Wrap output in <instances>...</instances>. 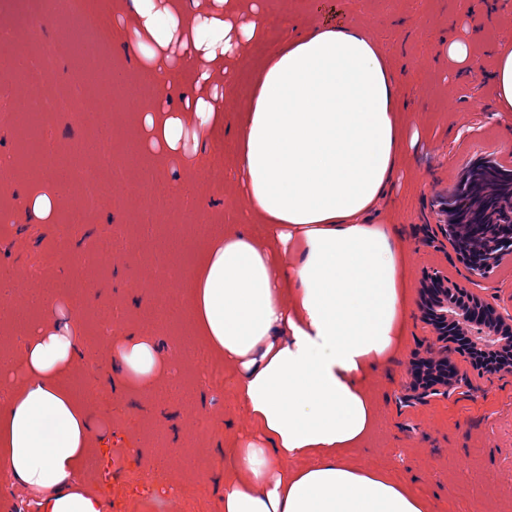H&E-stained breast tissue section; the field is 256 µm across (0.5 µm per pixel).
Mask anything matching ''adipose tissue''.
I'll return each mask as SVG.
<instances>
[{
    "instance_id": "1",
    "label": "adipose tissue",
    "mask_w": 512,
    "mask_h": 512,
    "mask_svg": "<svg viewBox=\"0 0 512 512\" xmlns=\"http://www.w3.org/2000/svg\"><path fill=\"white\" fill-rule=\"evenodd\" d=\"M116 11L129 20L125 49L165 87L136 103L137 148L185 163L224 124L213 76L248 66L246 47L264 34L257 0H116ZM401 95L365 27L341 22L288 40L242 108L232 192L248 210L187 275L188 314L257 425L224 466V512H434L406 484L343 456L375 424L367 388L407 309L403 254L376 218L404 157ZM18 213L56 221L47 174ZM74 323L61 306L36 330L17 364L24 381L0 410V482L39 492L41 512H105L77 479L95 427L65 383L80 355ZM111 370L148 393L165 364L147 338L126 336Z\"/></svg>"
}]
</instances>
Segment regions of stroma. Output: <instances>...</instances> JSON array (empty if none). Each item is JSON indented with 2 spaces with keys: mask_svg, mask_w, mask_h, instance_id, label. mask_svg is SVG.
Instances as JSON below:
<instances>
[{
  "mask_svg": "<svg viewBox=\"0 0 512 512\" xmlns=\"http://www.w3.org/2000/svg\"><path fill=\"white\" fill-rule=\"evenodd\" d=\"M265 17L263 38L247 48L250 66L221 75L224 97L245 101L254 75L287 40L324 24L363 23L398 71L411 113L400 177L380 204L408 255V308L397 351L376 375L370 393L378 421L368 449L353 454L357 465H373L408 482L428 498L435 512H512V374H476L462 353L451 361L464 383L446 396L406 400L407 365L429 336L420 318L419 282L424 270H447L453 281L479 292L500 308H512V262L504 261L486 280L470 279L437 232L431 201L452 188L464 163L512 149V112L497 109L490 78L496 47L512 43V0H259ZM492 6L476 46L478 72L466 76L448 60L449 37L471 35L470 19ZM71 22L46 10V0H0V32L10 35L0 59V86L12 87L0 100V153L19 154L26 138L52 142L68 151L87 139L70 118L41 126L19 83V71L45 40H60ZM96 55L104 75L102 92L112 103L107 130L120 150L133 185L107 189L102 206L67 229L65 213L79 209L78 184L54 180L61 216L55 223L17 222V200L0 208V409L13 400L23 377L13 366L36 324L54 304L76 310L83 356L73 369L72 387L88 397L103 436L91 453L96 471L81 470L86 488L105 502L106 512H221L224 455L237 438L250 436L255 422L238 397L232 374L222 384L208 377L212 359L184 311L182 287L161 276L164 266L187 268L209 241L239 217L248 204L227 194L234 177L236 120L228 118L212 138L200 143L187 163L159 170L155 160L137 155L138 112L127 106L138 78V60L120 37L107 46L84 36L64 47L57 59L58 81H67ZM176 187L171 198L143 199L147 180ZM120 225L125 257L106 266L87 252L112 225ZM167 294V324L143 318L155 294ZM108 310L116 324L105 332L96 317ZM142 336L154 343L167 369L154 390L107 384L105 369L112 342Z\"/></svg>",
  "mask_w": 512,
  "mask_h": 512,
  "instance_id": "stroma-1",
  "label": "stroma"
}]
</instances>
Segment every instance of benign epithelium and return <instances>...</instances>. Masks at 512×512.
Here are the masks:
<instances>
[{
	"instance_id": "7a95c632",
	"label": "benign epithelium",
	"mask_w": 512,
	"mask_h": 512,
	"mask_svg": "<svg viewBox=\"0 0 512 512\" xmlns=\"http://www.w3.org/2000/svg\"><path fill=\"white\" fill-rule=\"evenodd\" d=\"M508 157L493 153L466 163L457 185L433 196L442 237L475 279L489 278L504 259L512 260V192L501 194L473 176L482 166L511 178L512 151ZM420 294L421 320L431 341L409 363V397L425 401L446 395L460 382L457 373L448 372L458 336L470 339L467 356L483 355L494 361L496 372L512 374V312L448 281V273L438 269L424 273Z\"/></svg>"
}]
</instances>
